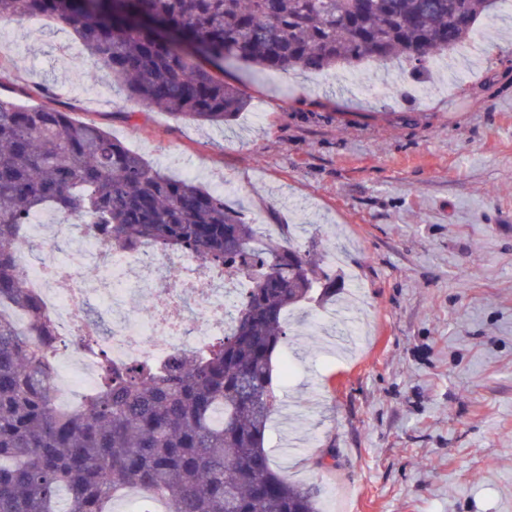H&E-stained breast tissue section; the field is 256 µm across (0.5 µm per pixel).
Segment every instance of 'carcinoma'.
I'll list each match as a JSON object with an SVG mask.
<instances>
[{
  "label": "carcinoma",
  "mask_w": 512,
  "mask_h": 512,
  "mask_svg": "<svg viewBox=\"0 0 512 512\" xmlns=\"http://www.w3.org/2000/svg\"><path fill=\"white\" fill-rule=\"evenodd\" d=\"M495 0H0V18L72 32L126 98L222 125L249 106L224 66L321 73L364 60L431 62ZM53 210L118 251H187L248 274L224 337L160 366L104 357L96 391L56 405L55 326L20 254L29 215ZM336 296V277L224 194L173 179L60 107L0 97V512H112L128 489L168 512H319L315 486L274 468L273 356L286 313Z\"/></svg>",
  "instance_id": "cac0c4a2"
}]
</instances>
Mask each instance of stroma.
I'll return each mask as SVG.
<instances>
[{
	"mask_svg": "<svg viewBox=\"0 0 512 512\" xmlns=\"http://www.w3.org/2000/svg\"><path fill=\"white\" fill-rule=\"evenodd\" d=\"M452 85L365 62L227 68L250 106L209 126L124 99L79 41L0 24V95L60 105L175 178L228 183L251 222L343 254L367 305L349 326L303 305L273 358L285 404L266 446L321 512H512V17Z\"/></svg>",
	"mask_w": 512,
	"mask_h": 512,
	"instance_id": "stroma-1",
	"label": "stroma"
}]
</instances>
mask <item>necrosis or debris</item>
<instances>
[{
    "label": "necrosis or debris",
    "instance_id": "obj_1",
    "mask_svg": "<svg viewBox=\"0 0 512 512\" xmlns=\"http://www.w3.org/2000/svg\"><path fill=\"white\" fill-rule=\"evenodd\" d=\"M59 237L70 245L66 258L23 255L30 288L39 293L56 326L51 353L58 362L78 359L82 376L72 388L61 389L57 403L68 406L71 389H94L99 374V357L108 354L119 364L151 361L161 363L185 352L205 349L228 328L225 312L232 297L246 288L240 277L220 276L196 266L189 253L167 254L151 250L109 253L104 237H89L76 225L61 224ZM111 254L112 264L98 285L99 300L112 321L108 333H90L84 318L87 290L78 276L84 265L98 263ZM170 260L186 267L182 279L159 286L155 272L161 261ZM164 289L168 301L152 306L148 318H138L137 301ZM196 313L194 334H187L184 303Z\"/></svg>",
    "mask_w": 512,
    "mask_h": 512
}]
</instances>
